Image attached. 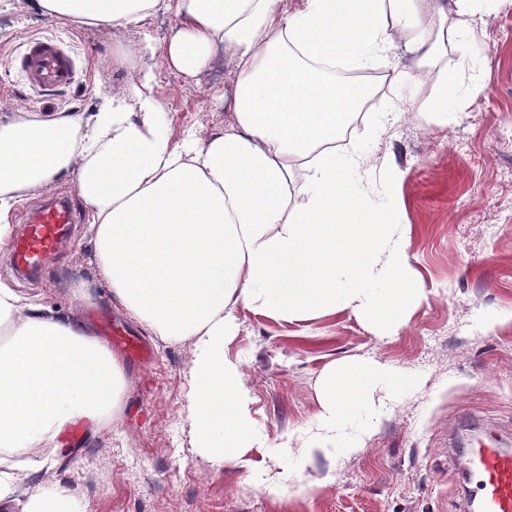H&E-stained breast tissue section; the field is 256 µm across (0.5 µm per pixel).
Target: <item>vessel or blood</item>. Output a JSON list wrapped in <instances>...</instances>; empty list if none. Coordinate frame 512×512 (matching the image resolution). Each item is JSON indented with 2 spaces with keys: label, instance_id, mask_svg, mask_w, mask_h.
<instances>
[{
  "label": "vessel or blood",
  "instance_id": "obj_1",
  "mask_svg": "<svg viewBox=\"0 0 512 512\" xmlns=\"http://www.w3.org/2000/svg\"><path fill=\"white\" fill-rule=\"evenodd\" d=\"M21 66L28 85L34 89L70 86L79 72L74 52L53 37L29 41ZM74 221L72 208L64 202L33 213L30 224L12 246L15 264L42 269L58 251ZM472 469L482 512H512V454L494 446H480L472 452Z\"/></svg>",
  "mask_w": 512,
  "mask_h": 512
}]
</instances>
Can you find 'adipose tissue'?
Returning <instances> with one entry per match:
<instances>
[{"instance_id":"1","label":"adipose tissue","mask_w":512,"mask_h":512,"mask_svg":"<svg viewBox=\"0 0 512 512\" xmlns=\"http://www.w3.org/2000/svg\"><path fill=\"white\" fill-rule=\"evenodd\" d=\"M47 18L136 31L122 48L140 62L164 51L194 76L221 48L237 66L231 130L190 125L171 145L154 74L140 67L133 96L88 113H0V244L21 201L63 176L90 212L95 262L128 315L166 341H192L187 413L198 455L218 466L253 447L256 421L239 363L224 352L243 306L276 319H310L341 306L395 333L424 292L407 287L403 233L380 224L381 205L346 170L336 142L363 91L338 87L329 69L362 70L403 42L413 71L437 67L449 37L471 34L475 0H34ZM174 12L178 31L159 44L152 17ZM306 202L288 212V195ZM384 284L381 292L372 291ZM0 512H79L72 490L50 480L62 434L79 422L112 427L126 376L111 350L40 297L0 283ZM401 374L374 361L331 365L320 411L302 436L305 456L349 457L391 414Z\"/></svg>"}]
</instances>
